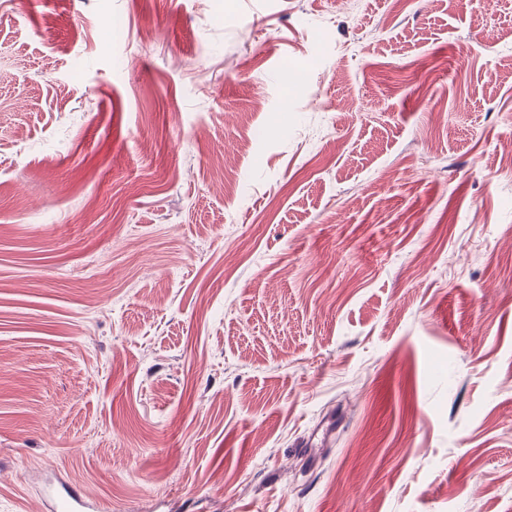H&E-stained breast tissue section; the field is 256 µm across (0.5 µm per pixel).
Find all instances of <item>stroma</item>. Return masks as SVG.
<instances>
[{
	"mask_svg": "<svg viewBox=\"0 0 512 512\" xmlns=\"http://www.w3.org/2000/svg\"><path fill=\"white\" fill-rule=\"evenodd\" d=\"M512 512V0H0V512Z\"/></svg>",
	"mask_w": 512,
	"mask_h": 512,
	"instance_id": "obj_1",
	"label": "stroma"
}]
</instances>
